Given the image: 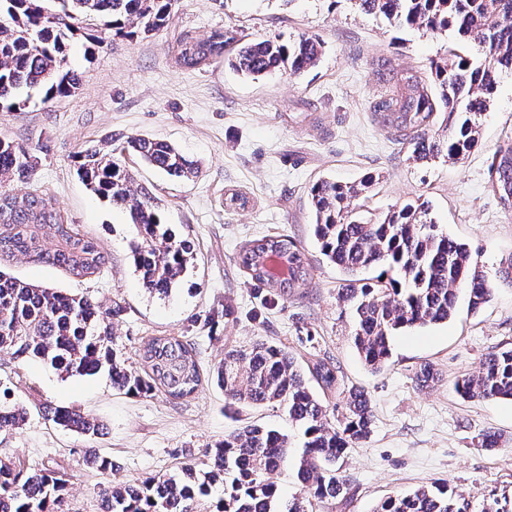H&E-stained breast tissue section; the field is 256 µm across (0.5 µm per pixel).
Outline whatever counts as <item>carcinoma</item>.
I'll return each instance as SVG.
<instances>
[{"instance_id": "obj_1", "label": "carcinoma", "mask_w": 512, "mask_h": 512, "mask_svg": "<svg viewBox=\"0 0 512 512\" xmlns=\"http://www.w3.org/2000/svg\"><path fill=\"white\" fill-rule=\"evenodd\" d=\"M45 0H0V110L28 102L23 92L40 89L44 100L73 95L77 73L66 68L69 41L91 22H104L134 37L148 35L169 20L174 0H54L57 20ZM357 8L400 29L435 34L452 31L469 52L448 51L430 66L431 84L413 71H399L390 61L379 64L385 90L371 103L377 123L406 145L410 158L461 160L478 144L479 117L496 92L499 76L512 73V0H353ZM233 38L216 32L206 39H183L176 63L196 68L224 56ZM321 44L302 37L288 44L259 38L241 47L229 64L244 75L271 70L300 74L317 66ZM447 112L451 129L430 134L438 109ZM125 150L176 177L195 174L192 161L172 146L131 137ZM76 171L85 185L115 207L126 209L142 237L134 246L136 271L149 292L168 293L186 273L194 246L164 227L153 198L133 186L125 165L112 150L90 145L76 155ZM34 163L29 153L0 139V188L26 178ZM490 188L512 211V142L500 146L488 164ZM374 184L368 176L357 184L328 179L315 183L310 204L320 254L352 277L338 297L352 307L353 343L364 364L384 369L391 342L399 332L446 323L461 293L469 308L480 309L492 294V280L480 269L469 247L448 235L429 217V205L407 203L382 219L363 214L360 200ZM50 238L54 247L46 249ZM21 255L84 277L99 271L106 256L99 243L67 223L37 194L0 191V256ZM237 263L273 298L290 295L312 276L305 250L281 236L242 246ZM377 269L374 281L356 279ZM119 307L103 308L86 295L27 285L0 272V352L37 358L69 376L105 372L112 387L128 394L161 392L171 399L197 394L204 385L196 350L181 336H150L138 349L140 366L127 365L115 348L112 317ZM421 387L437 380L428 363L415 368ZM224 399L235 407L280 406L302 435L296 459L299 494L281 498L273 475L288 466V435L248 423L207 450L208 462L187 464L180 473L118 482L102 491L103 512H196L212 486L224 485L218 512H311L313 502L339 500L348 494L347 479L336 465L347 448L369 437L372 413L364 390L341 388L339 368L317 357L303 366L283 344L257 342L230 349L216 370ZM464 399H512V347L486 356L476 371L455 382ZM342 395L341 412L329 418L323 398ZM0 389V430L16 428L26 409L8 402ZM51 420L88 439L104 435V424L76 408L49 411ZM83 461L104 471L112 460L85 449ZM68 481L50 470L22 473L0 461V512H60ZM468 504L448 483L435 481L407 494L384 499L374 512H467Z\"/></svg>"}]
</instances>
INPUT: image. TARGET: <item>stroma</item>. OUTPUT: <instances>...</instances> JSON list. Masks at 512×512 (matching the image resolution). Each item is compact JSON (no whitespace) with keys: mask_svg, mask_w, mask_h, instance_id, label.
<instances>
[{"mask_svg":"<svg viewBox=\"0 0 512 512\" xmlns=\"http://www.w3.org/2000/svg\"><path fill=\"white\" fill-rule=\"evenodd\" d=\"M218 30L235 38L228 54L256 38L303 36L318 39L323 54L303 75L279 71L257 80L239 75L226 58L195 69L176 64L180 39ZM455 45L448 32L392 28L352 0H175L167 24L149 35L129 38L99 25L77 33L69 51L80 77L76 93L47 102L35 91L26 107L0 110V138L36 159L29 178L4 188L39 193L100 243L106 263L80 278L18 255L0 258V270L119 306L114 342L130 364L145 337H185L198 351L205 384L181 400L129 395L104 373L68 376L40 360L0 353V386L28 410L21 426L0 430V460L67 473L63 512H100L103 486L202 462L238 421L287 429L284 411L274 406L244 407L232 419L213 380L226 348L261 338L283 343L302 363L330 356L344 385L364 388L370 400L372 433L348 449L341 466L348 498L318 504L316 512H373L387 496L437 479L463 495L470 512L492 503L512 512V400L466 401L454 390L458 376L475 371L485 355L512 347V282L495 280L478 312L462 299L447 323L396 336L387 367L371 372L353 347L349 310L338 300L344 276L318 251L309 204L318 180L353 183L371 173L378 182L364 202L370 216L419 198L485 271L512 253V212L487 183L489 158L512 138V74L500 79L480 120L479 144L457 163L410 162L370 110L379 58L425 74ZM131 136L172 144L197 161V176L174 178L123 152ZM107 139L165 223L194 245L193 266L169 296L142 288L132 256L140 234L127 212L99 200L76 174L77 153ZM234 193L245 205L229 206ZM264 235L291 237L313 260L312 278L287 299L269 301L236 263L241 247ZM423 362L439 376L428 389L414 379ZM49 405L97 417L104 436L90 440L57 425L44 414ZM488 431L499 436L492 449L480 445ZM89 447L111 458L116 472L83 465Z\"/></svg>","mask_w":512,"mask_h":512,"instance_id":"stroma-1","label":"stroma"}]
</instances>
